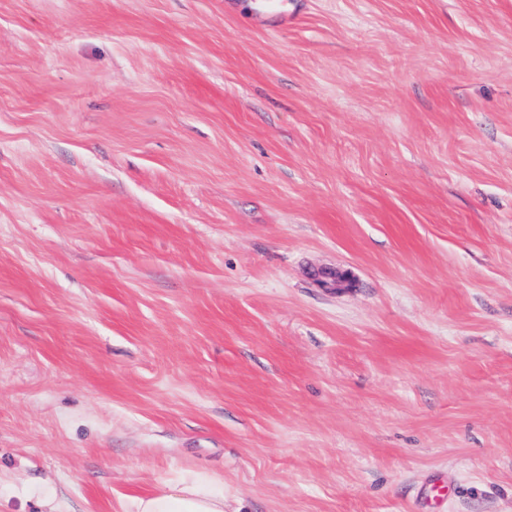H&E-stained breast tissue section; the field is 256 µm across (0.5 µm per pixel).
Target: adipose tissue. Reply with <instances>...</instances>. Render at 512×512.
I'll return each instance as SVG.
<instances>
[{
	"instance_id": "1",
	"label": "adipose tissue",
	"mask_w": 512,
	"mask_h": 512,
	"mask_svg": "<svg viewBox=\"0 0 512 512\" xmlns=\"http://www.w3.org/2000/svg\"><path fill=\"white\" fill-rule=\"evenodd\" d=\"M133 512H224V493L194 475L132 501Z\"/></svg>"
}]
</instances>
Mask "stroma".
Here are the masks:
<instances>
[{
  "label": "stroma",
  "instance_id": "stroma-1",
  "mask_svg": "<svg viewBox=\"0 0 512 512\" xmlns=\"http://www.w3.org/2000/svg\"><path fill=\"white\" fill-rule=\"evenodd\" d=\"M194 473L512 512V0H0V507Z\"/></svg>",
  "mask_w": 512,
  "mask_h": 512
}]
</instances>
